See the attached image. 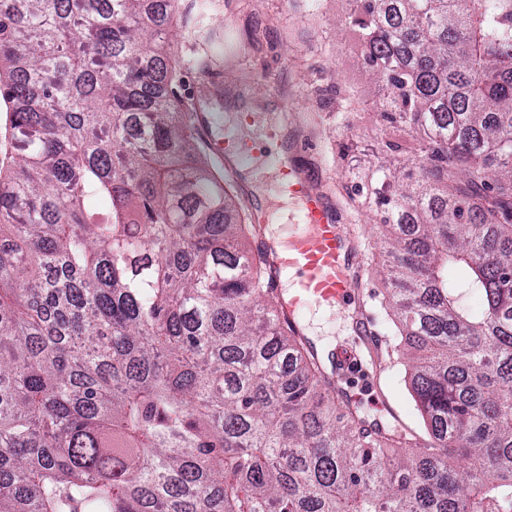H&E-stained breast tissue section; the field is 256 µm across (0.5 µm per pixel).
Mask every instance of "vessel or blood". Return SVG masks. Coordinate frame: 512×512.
Returning a JSON list of instances; mask_svg holds the SVG:
<instances>
[{"label": "vessel or blood", "instance_id": "b4317fda", "mask_svg": "<svg viewBox=\"0 0 512 512\" xmlns=\"http://www.w3.org/2000/svg\"><path fill=\"white\" fill-rule=\"evenodd\" d=\"M196 123L214 158H260L276 173L272 193L280 207L286 208L287 223L274 233L267 229L271 208L253 206L249 212L253 223L260 226L256 248L271 267L266 288L277 298L287 323L297 324L299 313L312 306L327 310L354 307L356 332L366 351L376 353L382 338L360 304L358 268L363 257L353 250L350 230L336 223L311 175L296 163L299 144H292L285 154L274 152L273 144L284 140L275 125L266 126L252 139L241 140L229 132L217 135L210 113H197Z\"/></svg>", "mask_w": 512, "mask_h": 512}]
</instances>
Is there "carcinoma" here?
<instances>
[{
    "instance_id": "1",
    "label": "carcinoma",
    "mask_w": 512,
    "mask_h": 512,
    "mask_svg": "<svg viewBox=\"0 0 512 512\" xmlns=\"http://www.w3.org/2000/svg\"><path fill=\"white\" fill-rule=\"evenodd\" d=\"M349 2L380 118L413 134L369 203L423 430L283 326L148 46L179 0H22L0 5V512H512V0Z\"/></svg>"
}]
</instances>
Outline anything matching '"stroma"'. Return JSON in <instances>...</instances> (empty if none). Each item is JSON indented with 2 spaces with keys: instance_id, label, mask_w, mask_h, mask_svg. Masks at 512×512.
I'll return each instance as SVG.
<instances>
[{
  "instance_id": "1",
  "label": "stroma",
  "mask_w": 512,
  "mask_h": 512,
  "mask_svg": "<svg viewBox=\"0 0 512 512\" xmlns=\"http://www.w3.org/2000/svg\"><path fill=\"white\" fill-rule=\"evenodd\" d=\"M348 0H181L172 31L180 64L173 88L191 109L209 105L233 123L258 112L289 141L309 143L299 156L328 193L336 220L353 225L360 247L375 254L380 214L364 208L369 168L384 140L404 134L382 124L378 83L363 63ZM293 110L283 111L284 102ZM340 384L370 414L386 398L406 427L423 426L403 367L376 372L358 354Z\"/></svg>"
}]
</instances>
